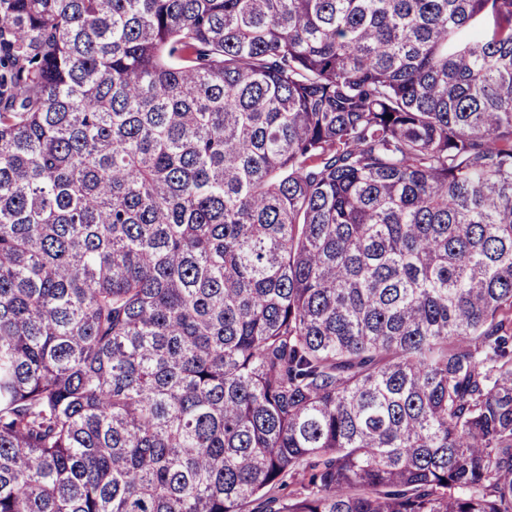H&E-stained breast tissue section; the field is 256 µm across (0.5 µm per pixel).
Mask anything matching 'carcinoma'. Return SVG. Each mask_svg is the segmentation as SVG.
Returning <instances> with one entry per match:
<instances>
[{
    "label": "carcinoma",
    "mask_w": 512,
    "mask_h": 512,
    "mask_svg": "<svg viewBox=\"0 0 512 512\" xmlns=\"http://www.w3.org/2000/svg\"><path fill=\"white\" fill-rule=\"evenodd\" d=\"M0 512H512V0H0Z\"/></svg>",
    "instance_id": "1"
}]
</instances>
